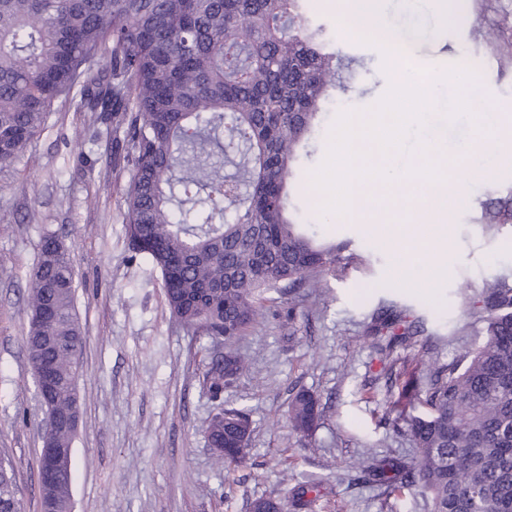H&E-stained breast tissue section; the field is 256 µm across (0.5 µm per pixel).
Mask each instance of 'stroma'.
<instances>
[{"mask_svg":"<svg viewBox=\"0 0 512 512\" xmlns=\"http://www.w3.org/2000/svg\"><path fill=\"white\" fill-rule=\"evenodd\" d=\"M314 4L311 24L322 27L324 40L349 64L347 88L334 91L325 106L298 164L289 209L318 235L346 243L349 264L327 275L328 293L301 288L296 307L287 296L269 294L261 324L236 344L248 369L220 399L205 381L210 339L172 316L159 271L129 244L125 193L133 166L123 129L59 105L19 158L0 166V456L13 463L22 512L41 509L45 414L24 336L29 274L48 235L70 253L86 336L72 443L73 512H249L251 500L305 480L325 490L315 512H430L421 488L395 499L357 479L352 467L361 456L414 454L386 419L391 389L365 330L373 310L392 301L424 328L414 342L396 347L394 358L447 364L477 343V314L467 308V295L512 279V230L494 234L482 224L485 203L512 193V164L501 163L493 180L472 179L449 214L447 276H432L430 261L416 254L408 261L411 275L430 286H401L393 252L363 225L311 207L312 175L336 117L368 113L393 82L380 45L341 33L336 0ZM382 13L388 23L420 28L421 57L473 67L478 98L492 105L494 116L512 117V44L495 38L512 29V0H470L465 19L453 26L443 24L437 0H382ZM453 98V86H436L424 129L409 137L394 168L413 167L429 140L451 152L481 147L485 159L512 153V138L486 148L470 117L446 120ZM301 390L323 407L307 438L288 422L289 400ZM221 405L246 408L251 423L246 462L231 471L217 465L205 433Z\"/></svg>","mask_w":512,"mask_h":512,"instance_id":"obj_1","label":"stroma"}]
</instances>
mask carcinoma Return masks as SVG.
<instances>
[{
    "label": "carcinoma",
    "instance_id": "cac0c4a2",
    "mask_svg": "<svg viewBox=\"0 0 512 512\" xmlns=\"http://www.w3.org/2000/svg\"><path fill=\"white\" fill-rule=\"evenodd\" d=\"M305 2L0 0V164L19 157L57 103L125 128L135 169L127 234L159 269L175 318L196 335L223 338L224 362L206 376L215 399L246 370L234 345L261 319L266 295H294L304 282L323 291L324 273L347 248L315 241L288 215V183L343 66L304 16ZM223 157L236 168L231 177L216 174ZM484 217L489 231L512 224V202ZM471 304L482 339L461 359L384 367L398 387L386 415L415 456L354 463L365 482L396 498L421 487L430 512H512V280L485 284ZM29 307L28 361L34 370L51 362L45 435L69 448L85 336L70 259L53 236L30 274ZM420 333L393 304L375 310L366 329L382 354ZM321 416L306 391L290 401L288 421L304 436ZM250 433L244 410L213 414L206 434L218 464L245 463ZM71 483L69 474L53 488L57 512H71ZM322 496L318 484H296L294 512H312ZM0 512H20L13 468L2 460ZM249 512H284V504L259 497Z\"/></svg>",
    "mask_w": 512,
    "mask_h": 512
}]
</instances>
